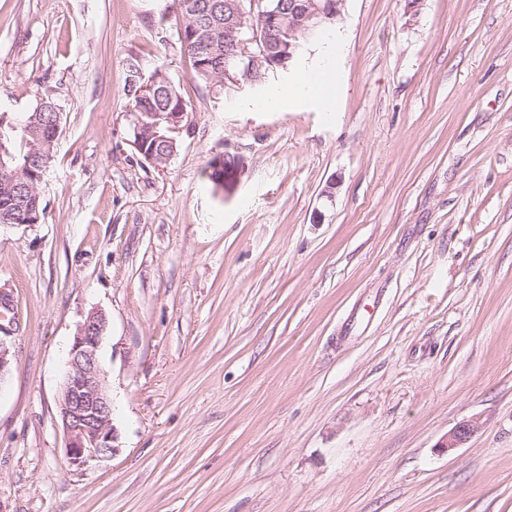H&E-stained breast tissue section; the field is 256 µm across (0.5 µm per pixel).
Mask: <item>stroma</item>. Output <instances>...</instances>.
Returning <instances> with one entry per match:
<instances>
[{
    "mask_svg": "<svg viewBox=\"0 0 512 512\" xmlns=\"http://www.w3.org/2000/svg\"><path fill=\"white\" fill-rule=\"evenodd\" d=\"M335 29V111L255 112L194 79L173 0H0V112L62 118L42 223L0 224V512H512V0ZM133 57L190 109L160 166ZM93 310L117 451L78 467L57 400ZM479 425L478 419H471L460 423L448 432V435L441 444L442 448L452 450L464 444L479 429Z\"/></svg>",
    "mask_w": 512,
    "mask_h": 512,
    "instance_id": "obj_1",
    "label": "stroma"
}]
</instances>
